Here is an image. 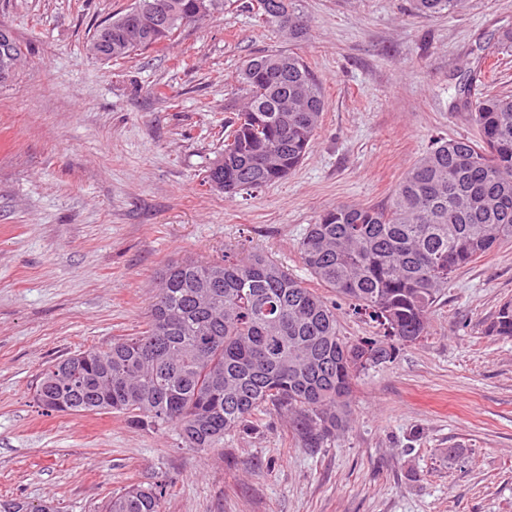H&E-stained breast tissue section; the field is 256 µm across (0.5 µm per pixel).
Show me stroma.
<instances>
[{"label": "stroma", "instance_id": "35a3bbf8", "mask_svg": "<svg viewBox=\"0 0 512 512\" xmlns=\"http://www.w3.org/2000/svg\"><path fill=\"white\" fill-rule=\"evenodd\" d=\"M133 2L0 0L29 48L0 86V497L100 512L163 483L164 512H512V339L485 333L512 299V243L457 270L428 338L357 381L331 446L301 447L272 408L201 454L172 427L39 406L49 365L144 330L169 260L267 252L313 286L298 244L323 210L386 206L435 138L477 139L455 98L470 70L493 65L472 97L512 93V0L431 16L411 0H295L299 38L225 0L156 48L95 58L97 25ZM274 52L311 67L327 110L294 173L229 197L202 178L242 67Z\"/></svg>", "mask_w": 512, "mask_h": 512}]
</instances>
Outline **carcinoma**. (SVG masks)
Wrapping results in <instances>:
<instances>
[{"mask_svg":"<svg viewBox=\"0 0 512 512\" xmlns=\"http://www.w3.org/2000/svg\"><path fill=\"white\" fill-rule=\"evenodd\" d=\"M167 23H135L136 42L112 20L120 60L200 20L197 0H148ZM463 0H414L422 14L451 12ZM265 22L296 37L305 23L293 0H270ZM246 102L224 122V152L203 183L235 195L285 179L309 153L327 108L323 85L299 57L270 53L244 65ZM479 139H441L403 175L385 207L338 205L299 242L321 286L379 327V338L340 335L336 306L274 257L254 252L181 258L164 265L145 331L88 348L47 367L36 395L46 412L113 413L153 429L175 427L185 447L210 453L224 436L250 432L272 405L305 448H322L351 423L354 380L393 362L428 335L432 309L457 270L512 242V95L467 103ZM489 336L512 338V299ZM380 355L374 364L363 356ZM165 487L131 484L101 512H163ZM0 512H59L48 501L1 499Z\"/></svg>","mask_w":512,"mask_h":512,"instance_id":"carcinoma-1","label":"carcinoma"}]
</instances>
